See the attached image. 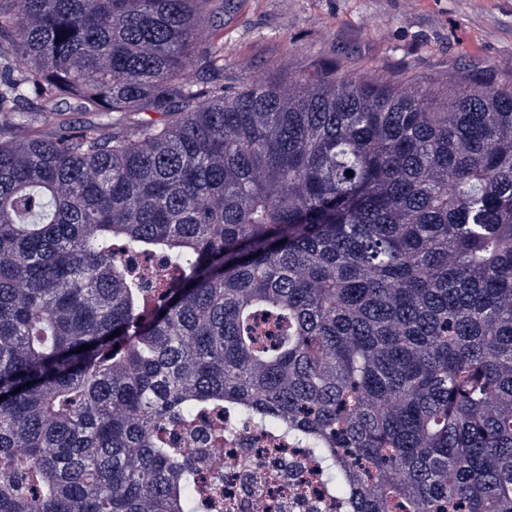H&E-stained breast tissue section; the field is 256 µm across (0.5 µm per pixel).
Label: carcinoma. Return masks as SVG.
I'll list each match as a JSON object with an SVG mask.
<instances>
[{
    "label": "carcinoma",
    "mask_w": 512,
    "mask_h": 512,
    "mask_svg": "<svg viewBox=\"0 0 512 512\" xmlns=\"http://www.w3.org/2000/svg\"><path fill=\"white\" fill-rule=\"evenodd\" d=\"M209 10L0 0V512H224L229 416L322 512H512V81L241 80Z\"/></svg>",
    "instance_id": "carcinoma-1"
}]
</instances>
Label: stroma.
I'll return each instance as SVG.
<instances>
[{"instance_id": "1", "label": "stroma", "mask_w": 512, "mask_h": 512, "mask_svg": "<svg viewBox=\"0 0 512 512\" xmlns=\"http://www.w3.org/2000/svg\"><path fill=\"white\" fill-rule=\"evenodd\" d=\"M224 63L239 77L325 62L444 91L468 62L512 78V0H213Z\"/></svg>"}]
</instances>
